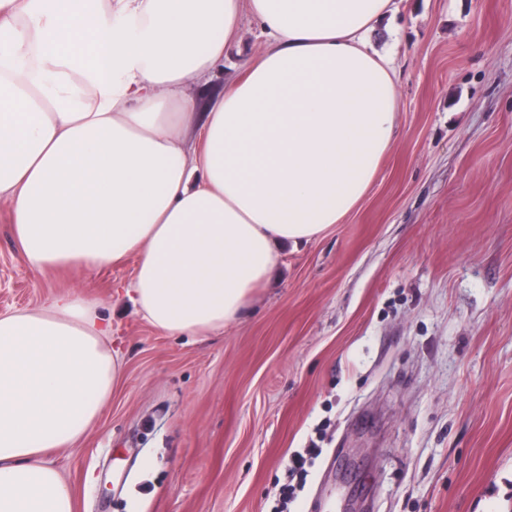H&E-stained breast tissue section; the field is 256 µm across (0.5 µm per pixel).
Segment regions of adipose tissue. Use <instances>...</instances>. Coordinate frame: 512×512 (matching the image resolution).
Returning a JSON list of instances; mask_svg holds the SVG:
<instances>
[{"label": "adipose tissue", "instance_id": "obj_1", "mask_svg": "<svg viewBox=\"0 0 512 512\" xmlns=\"http://www.w3.org/2000/svg\"><path fill=\"white\" fill-rule=\"evenodd\" d=\"M397 0H0V200L27 270L138 257L126 295L171 336L241 317L284 246L341 223L396 136L367 34ZM267 40L209 111L190 92L244 19ZM196 126L201 148L187 155ZM121 374L110 324L64 291L0 313V512H74L48 461Z\"/></svg>", "mask_w": 512, "mask_h": 512}]
</instances>
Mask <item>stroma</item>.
<instances>
[{"instance_id": "35a3bbf8", "label": "stroma", "mask_w": 512, "mask_h": 512, "mask_svg": "<svg viewBox=\"0 0 512 512\" xmlns=\"http://www.w3.org/2000/svg\"><path fill=\"white\" fill-rule=\"evenodd\" d=\"M368 39L396 68L393 146L221 333L143 321L117 294L133 256L26 270L0 202V312L78 291L124 362L82 443L49 454L75 512H273L289 482L286 512H512V0H403ZM264 47L244 20L201 109Z\"/></svg>"}]
</instances>
